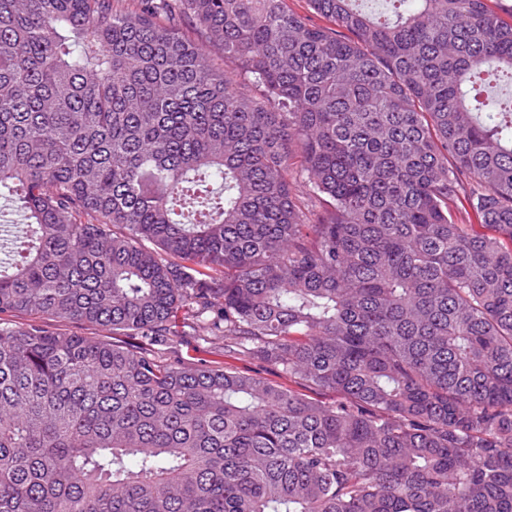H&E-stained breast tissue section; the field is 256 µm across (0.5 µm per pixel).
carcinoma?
I'll use <instances>...</instances> for the list:
<instances>
[{
    "label": "carcinoma",
    "mask_w": 512,
    "mask_h": 512,
    "mask_svg": "<svg viewBox=\"0 0 512 512\" xmlns=\"http://www.w3.org/2000/svg\"><path fill=\"white\" fill-rule=\"evenodd\" d=\"M308 2L0 0V512H512V21ZM179 343L180 345H177L176 355L185 360H189L190 362L218 369L227 368L241 372H249L251 374H258L269 381L283 385L287 388L290 386L302 393L317 396V398L326 402H331L336 399V396L331 393L315 395L296 386L294 383L288 381V376L259 360L243 357L228 351L224 352V343L221 341H211L199 336H182L179 338Z\"/></svg>",
    "instance_id": "obj_1"
}]
</instances>
